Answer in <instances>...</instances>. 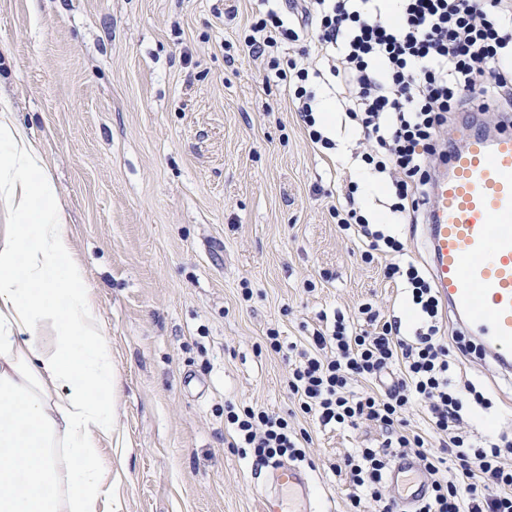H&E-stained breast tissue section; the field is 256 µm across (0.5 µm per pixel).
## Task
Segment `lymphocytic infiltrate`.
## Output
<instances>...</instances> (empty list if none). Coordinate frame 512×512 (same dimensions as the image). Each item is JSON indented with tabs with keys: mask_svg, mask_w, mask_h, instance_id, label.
Wrapping results in <instances>:
<instances>
[{
	"mask_svg": "<svg viewBox=\"0 0 512 512\" xmlns=\"http://www.w3.org/2000/svg\"><path fill=\"white\" fill-rule=\"evenodd\" d=\"M308 42L317 64H281L287 44ZM250 53L269 55V69L287 87L295 112L313 143L332 148L316 116L311 80L324 79L340 112L373 144L361 162L388 175L390 210H419L429 195L428 160L454 112H512V0H275L245 39ZM331 214L340 231L362 247V257L389 258L383 276L409 293L420 317L412 335L398 320H381L371 305L358 313L365 326L350 330L343 319L315 330L288 381L298 409L322 426L377 427L378 447L346 455L348 498L353 512L374 502L396 512L386 482L394 454L413 453L432 481L416 512H512V466L499 444L476 445L463 431L465 397L485 404L472 382L457 387L448 372L454 352L441 335L442 301L423 270L398 262L404 249L395 236L369 221L354 196ZM363 390H353V383ZM420 406L441 440L430 444L408 431L405 413ZM233 447L256 464L305 460L306 452L287 417L262 408H228ZM459 475L449 478L450 465Z\"/></svg>",
	"mask_w": 512,
	"mask_h": 512,
	"instance_id": "f902f5d3",
	"label": "lymphocytic infiltrate"
}]
</instances>
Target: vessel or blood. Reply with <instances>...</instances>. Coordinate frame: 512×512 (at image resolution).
<instances>
[{
	"instance_id": "obj_1",
	"label": "vessel or blood",
	"mask_w": 512,
	"mask_h": 512,
	"mask_svg": "<svg viewBox=\"0 0 512 512\" xmlns=\"http://www.w3.org/2000/svg\"><path fill=\"white\" fill-rule=\"evenodd\" d=\"M424 250L439 296L482 357L512 373V121L494 135L470 134L451 149L430 182ZM405 512L429 494L419 460L399 454L387 474ZM289 490L298 512H317L305 469L285 464L273 472L260 499L261 512H285L281 490Z\"/></svg>"
}]
</instances>
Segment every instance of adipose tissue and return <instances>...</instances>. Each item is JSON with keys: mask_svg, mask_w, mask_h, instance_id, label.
I'll return each mask as SVG.
<instances>
[{"mask_svg": "<svg viewBox=\"0 0 512 512\" xmlns=\"http://www.w3.org/2000/svg\"><path fill=\"white\" fill-rule=\"evenodd\" d=\"M0 512H106L112 350L40 145L0 97Z\"/></svg>", "mask_w": 512, "mask_h": 512, "instance_id": "1", "label": "adipose tissue"}]
</instances>
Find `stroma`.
Wrapping results in <instances>:
<instances>
[{
	"instance_id": "1",
	"label": "stroma",
	"mask_w": 512,
	"mask_h": 512,
	"mask_svg": "<svg viewBox=\"0 0 512 512\" xmlns=\"http://www.w3.org/2000/svg\"><path fill=\"white\" fill-rule=\"evenodd\" d=\"M259 0H0V96L42 146L112 344L118 429L102 456L112 512H260L270 467L230 445L224 408L288 415L321 512H349L335 466L374 428L322 427L293 411L289 372L323 317L362 304L411 333L384 256L365 261L331 215L365 171L358 131L335 114L313 144L267 57L244 38ZM361 197L404 261L426 266L425 226ZM278 330L282 348L266 342ZM490 409L475 440L512 438V380L474 356Z\"/></svg>"
}]
</instances>
